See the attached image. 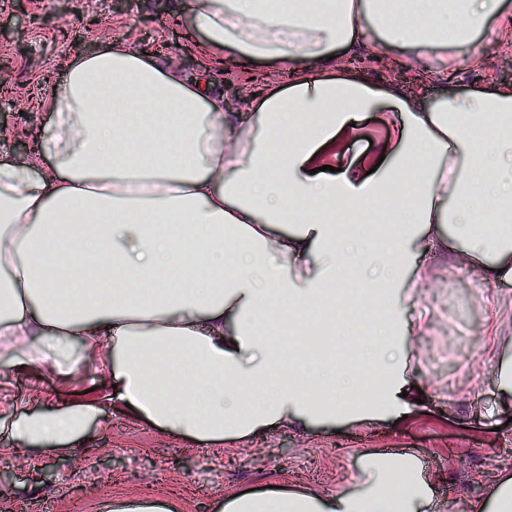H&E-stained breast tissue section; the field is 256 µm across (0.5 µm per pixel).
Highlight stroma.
<instances>
[{
	"label": "stroma",
	"instance_id": "1",
	"mask_svg": "<svg viewBox=\"0 0 512 512\" xmlns=\"http://www.w3.org/2000/svg\"><path fill=\"white\" fill-rule=\"evenodd\" d=\"M175 0H0V160L17 159L44 125L52 86L72 59L120 38L171 66L193 72L198 34L168 18ZM490 69L457 68V85L512 86V36L480 42ZM375 84L398 83L408 97L433 103L440 77L406 59L373 63ZM381 110L366 113L338 160L373 154L387 137ZM427 281L409 300V381L422 403L407 415L373 422L273 425L248 440L200 442L121 412L88 423L71 451L22 447L8 429L19 414H46L94 390L110 393L99 363L59 375L18 369L0 355V512H104L115 498L168 500L177 512H215L235 491L291 486L319 493L353 489L359 468L379 457L412 459L429 485L422 512H479L495 480L512 473V417L498 406L496 367L512 350V283H486L478 266L435 260L416 249Z\"/></svg>",
	"mask_w": 512,
	"mask_h": 512
}]
</instances>
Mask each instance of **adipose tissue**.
Instances as JSON below:
<instances>
[{
    "mask_svg": "<svg viewBox=\"0 0 512 512\" xmlns=\"http://www.w3.org/2000/svg\"><path fill=\"white\" fill-rule=\"evenodd\" d=\"M203 68L233 52L289 80L236 111L224 89L119 41L73 59L34 160L0 161V350L66 374L98 357L115 393L18 417L55 450L106 407L196 440L274 424L408 411L403 291L411 249L461 242L486 282L512 280V86L441 91L422 106L351 68L367 32L391 56L488 66L477 39L507 0H190ZM347 60H331L333 50ZM390 137L364 167L334 165L363 114ZM388 231L365 233L375 203ZM83 263L63 285V256ZM373 310L352 335L351 309ZM356 491H244L216 512H422L407 463L366 465Z\"/></svg>",
    "mask_w": 512,
    "mask_h": 512,
    "instance_id": "ef3b65f1",
    "label": "adipose tissue"
}]
</instances>
